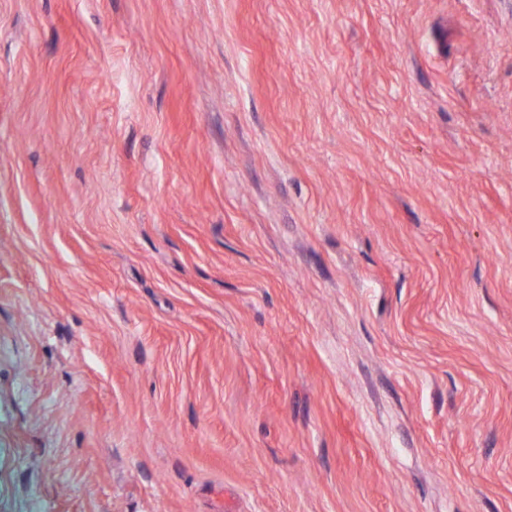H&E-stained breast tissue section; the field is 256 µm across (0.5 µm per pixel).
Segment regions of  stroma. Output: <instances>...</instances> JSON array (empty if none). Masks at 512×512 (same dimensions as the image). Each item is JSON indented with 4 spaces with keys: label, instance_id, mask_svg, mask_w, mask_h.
Wrapping results in <instances>:
<instances>
[{
    "label": "stroma",
    "instance_id": "35a3bbf8",
    "mask_svg": "<svg viewBox=\"0 0 512 512\" xmlns=\"http://www.w3.org/2000/svg\"><path fill=\"white\" fill-rule=\"evenodd\" d=\"M0 512H512V0H0Z\"/></svg>",
    "mask_w": 512,
    "mask_h": 512
}]
</instances>
